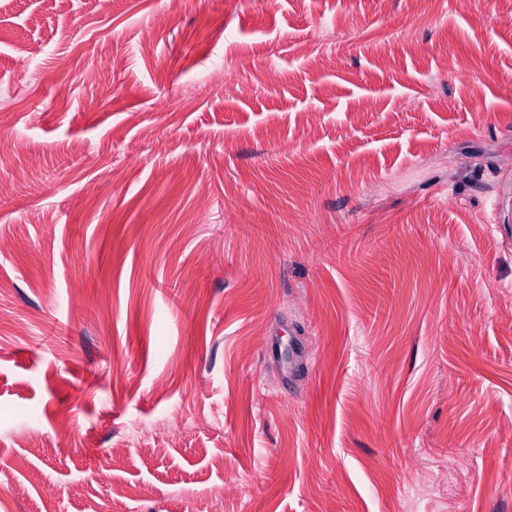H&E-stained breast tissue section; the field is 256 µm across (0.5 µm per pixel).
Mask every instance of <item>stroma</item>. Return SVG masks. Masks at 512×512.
<instances>
[{"instance_id": "1", "label": "stroma", "mask_w": 512, "mask_h": 512, "mask_svg": "<svg viewBox=\"0 0 512 512\" xmlns=\"http://www.w3.org/2000/svg\"><path fill=\"white\" fill-rule=\"evenodd\" d=\"M510 421L512 0H0V512H512Z\"/></svg>"}]
</instances>
